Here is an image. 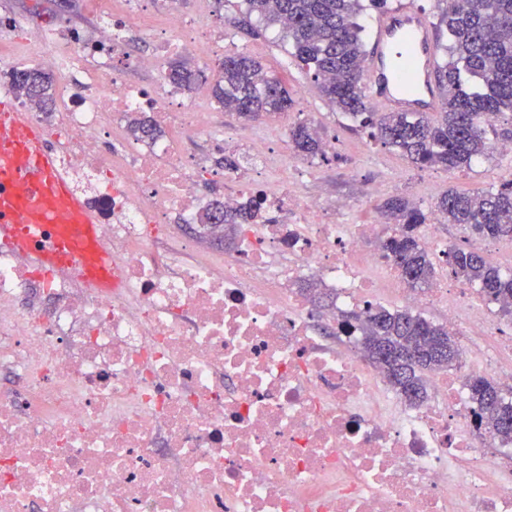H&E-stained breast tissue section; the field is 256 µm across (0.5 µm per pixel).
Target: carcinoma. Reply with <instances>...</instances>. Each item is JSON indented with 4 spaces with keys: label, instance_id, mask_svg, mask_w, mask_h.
Returning a JSON list of instances; mask_svg holds the SVG:
<instances>
[{
    "label": "carcinoma",
    "instance_id": "1",
    "mask_svg": "<svg viewBox=\"0 0 512 512\" xmlns=\"http://www.w3.org/2000/svg\"><path fill=\"white\" fill-rule=\"evenodd\" d=\"M245 14L254 16L288 42L289 54L316 81L323 96L370 137L395 149L419 167L471 168L492 154L499 141H511L512 129H498L489 121L512 112V0H437L439 25L447 39L438 41L439 83L443 108L430 115L376 112L362 82L367 56L361 17L370 9L387 7L388 0H241ZM172 83L193 89L201 73L183 59L167 64ZM14 88L44 110L53 101L51 74L33 67L9 72ZM213 97L245 119L282 114L293 100L280 80L245 54L226 55L211 86ZM139 137L155 136L156 127L144 116L129 122ZM295 152L322 153V137L312 123L300 121L288 129ZM447 224L481 239L512 240V183L497 190H450L435 203ZM386 223L395 230L381 245L383 256L400 271L411 288L429 286L436 267L422 246L419 227L426 215L404 196H392L381 205ZM234 228L262 218L260 202L252 200L236 213L220 206L205 210L200 224L214 215ZM444 264L457 278L479 287L480 294L499 304L502 316L512 320V272L506 273L480 252L450 247ZM341 329L363 336L365 356L381 369L396 394L410 405L428 398V376L454 366L460 357L456 339L443 325L410 310L383 305L341 315ZM467 388L474 420L504 443L512 442V392L472 376Z\"/></svg>",
    "mask_w": 512,
    "mask_h": 512
}]
</instances>
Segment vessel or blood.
<instances>
[{
	"label": "vessel or blood",
	"instance_id": "vessel-or-blood-1",
	"mask_svg": "<svg viewBox=\"0 0 512 512\" xmlns=\"http://www.w3.org/2000/svg\"><path fill=\"white\" fill-rule=\"evenodd\" d=\"M432 27L406 0L379 18L364 65L372 103L436 112L441 89ZM0 238L21 255L111 291L116 264L100 226L25 113L0 106Z\"/></svg>",
	"mask_w": 512,
	"mask_h": 512
}]
</instances>
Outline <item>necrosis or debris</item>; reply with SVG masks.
Returning a JSON list of instances; mask_svg holds the SVG:
<instances>
[{
  "mask_svg": "<svg viewBox=\"0 0 512 512\" xmlns=\"http://www.w3.org/2000/svg\"><path fill=\"white\" fill-rule=\"evenodd\" d=\"M94 24L37 29L29 51L58 75L56 109L15 99L57 147L61 168L98 217L118 263L112 293L52 271L0 241V512H512V470L477 427L458 375L422 405H402L353 334L320 322L372 303L379 278L403 306L447 302L457 336L496 339L503 326L443 280L425 294L374 249L388 224H348L353 202L303 191L312 164L236 141L214 126L205 89L162 75L164 60L200 61L223 44L212 0H89ZM139 27L153 53L130 56ZM156 74L131 83L129 70ZM146 112L161 130L131 138ZM208 153H190L188 141ZM110 150H102V142ZM245 158L217 171L209 153ZM232 182L217 197L202 181ZM259 200L264 220L230 246L185 232L213 201L235 212ZM178 222H171V215ZM314 280L331 307L298 288Z\"/></svg>",
  "mask_w": 512,
  "mask_h": 512,
  "instance_id": "1",
  "label": "necrosis or debris"
}]
</instances>
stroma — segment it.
<instances>
[{
  "label": "stroma",
  "instance_id": "35a3bbf8",
  "mask_svg": "<svg viewBox=\"0 0 512 512\" xmlns=\"http://www.w3.org/2000/svg\"><path fill=\"white\" fill-rule=\"evenodd\" d=\"M211 11L212 24L224 30L225 53H245L261 59L288 87L293 99L287 113L258 123L228 116L224 119L225 128L247 142L256 127H263L271 136L272 146L276 147L287 139L293 123L308 120L318 127L323 138L338 141L341 157H313L318 179L312 183V190L328 198L358 202L364 200L369 187L380 184L385 191L368 200L372 209H379L385 198L402 194L417 198L429 222L438 223L434 202L448 189L485 191L512 182V155L496 153L464 171L421 168L370 138L367 132L350 130L347 119L336 113L322 97L317 84L289 55L286 43L258 22H246L239 0H216ZM2 17L37 28L61 21L87 27L93 24L84 0H70L65 7L60 6L58 0H0Z\"/></svg>",
  "mask_w": 512,
  "mask_h": 512
}]
</instances>
